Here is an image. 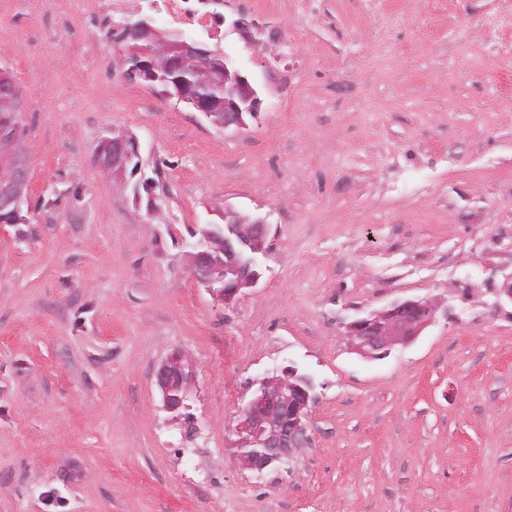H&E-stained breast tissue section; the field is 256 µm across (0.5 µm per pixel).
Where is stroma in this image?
<instances>
[{"label": "stroma", "instance_id": "35a3bbf8", "mask_svg": "<svg viewBox=\"0 0 512 512\" xmlns=\"http://www.w3.org/2000/svg\"><path fill=\"white\" fill-rule=\"evenodd\" d=\"M82 0H0V67L27 98L28 220L0 224V512H512V0H277L275 38L197 32L257 86L260 120L221 131L115 66ZM133 136L150 193L93 162ZM265 216L259 286L232 306L185 253L211 203ZM438 317L381 360L344 325L393 301ZM191 358L195 431L154 384ZM310 375L313 437L256 480L231 444L249 383Z\"/></svg>", "mask_w": 512, "mask_h": 512}]
</instances>
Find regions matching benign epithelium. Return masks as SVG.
Masks as SVG:
<instances>
[{"mask_svg": "<svg viewBox=\"0 0 512 512\" xmlns=\"http://www.w3.org/2000/svg\"><path fill=\"white\" fill-rule=\"evenodd\" d=\"M124 39L146 42L155 50L146 56H134L135 48L123 49L117 65L124 75L142 83L154 84L157 72L177 74L194 70L199 82L224 88L214 97L199 86L177 84L160 92L164 98L201 114L212 126L224 131L243 132L260 117L261 99L256 88L230 56L218 47L185 38L180 32L155 26L154 17L139 13L123 25ZM0 92L9 96L17 112L12 131L0 133V212L10 216L0 222H21V207L28 194L32 157L26 147L23 116L26 101L12 76L0 68ZM139 150L137 141L125 132L112 131L103 137L94 154L97 166L112 174V182L124 187L129 180L131 152ZM215 219L206 223L201 237L187 253L188 268L194 280L215 300L226 306L237 302L245 290L256 287L261 278L257 256L268 252L269 222L261 216L244 214L230 206L208 210ZM450 307L442 299H407L392 303L344 325V336L352 351L377 360L388 356L398 345L415 341L432 325L438 314L448 315ZM155 384L163 409L171 420H191L188 400L194 381L191 360L181 351L172 352L154 371ZM315 402L314 383L294 366L272 372L259 379L240 411L233 442L234 456L241 469L261 479L266 472L289 462L312 444L308 417ZM257 450H247L254 443Z\"/></svg>", "mask_w": 512, "mask_h": 512, "instance_id": "obj_1", "label": "benign epithelium"}]
</instances>
